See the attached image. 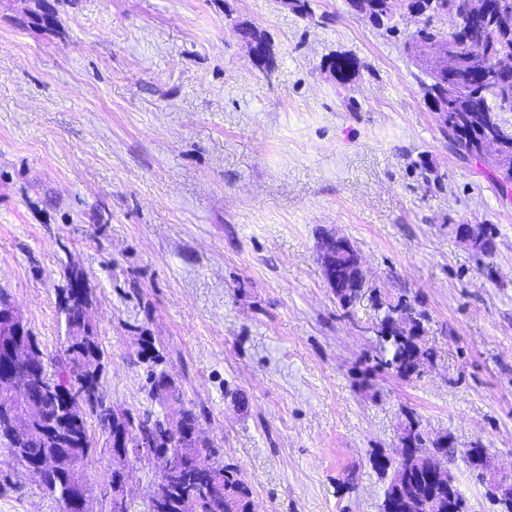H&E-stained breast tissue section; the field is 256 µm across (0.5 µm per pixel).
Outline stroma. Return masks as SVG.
I'll return each mask as SVG.
<instances>
[{
  "mask_svg": "<svg viewBox=\"0 0 512 512\" xmlns=\"http://www.w3.org/2000/svg\"><path fill=\"white\" fill-rule=\"evenodd\" d=\"M57 0L54 26L0 0V291L63 357L58 296L91 290L101 386L116 412L163 413L138 340L152 338L255 512H381L373 456L405 426L512 463V183L458 155L422 103L395 32L312 0ZM265 33L256 65L238 27ZM359 64L339 83L326 61ZM487 224L494 250L459 241ZM347 238L366 288L344 304L319 260ZM407 298L434 351L419 374L380 366L373 326ZM92 512H111L108 434L88 417ZM470 512H501L462 460ZM128 512L156 462L128 457ZM0 512H63L0 446Z\"/></svg>",
  "mask_w": 512,
  "mask_h": 512,
  "instance_id": "stroma-1",
  "label": "stroma"
}]
</instances>
